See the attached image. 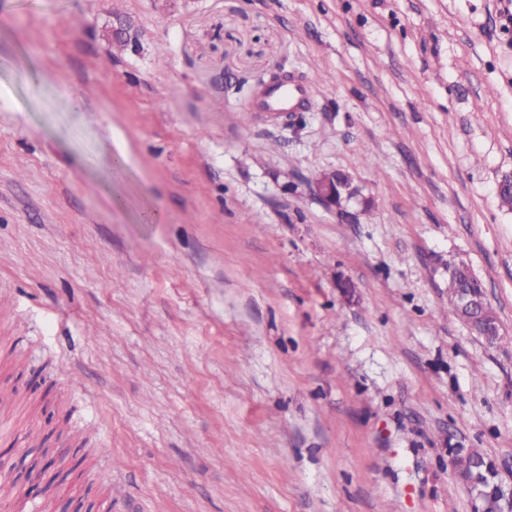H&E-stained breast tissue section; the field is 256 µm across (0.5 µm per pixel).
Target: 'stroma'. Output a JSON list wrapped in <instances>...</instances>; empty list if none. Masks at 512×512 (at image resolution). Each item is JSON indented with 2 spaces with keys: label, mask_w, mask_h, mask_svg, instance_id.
I'll list each match as a JSON object with an SVG mask.
<instances>
[{
  "label": "stroma",
  "mask_w": 512,
  "mask_h": 512,
  "mask_svg": "<svg viewBox=\"0 0 512 512\" xmlns=\"http://www.w3.org/2000/svg\"><path fill=\"white\" fill-rule=\"evenodd\" d=\"M502 8L0 0V512H473L452 448L512 484ZM275 73L316 103L246 111ZM329 170L347 217L309 190ZM475 283L479 282L467 265L448 264V299L452 301L461 288H466L456 295L452 303L457 316L474 333L483 337L487 343L493 345L496 343L497 337L502 336V334H500L498 325L489 323L498 322V319L490 304H485L482 307L486 303V294L484 289L479 288ZM480 308V318L487 324L477 323V312Z\"/></svg>",
  "instance_id": "35a3bbf8"
}]
</instances>
